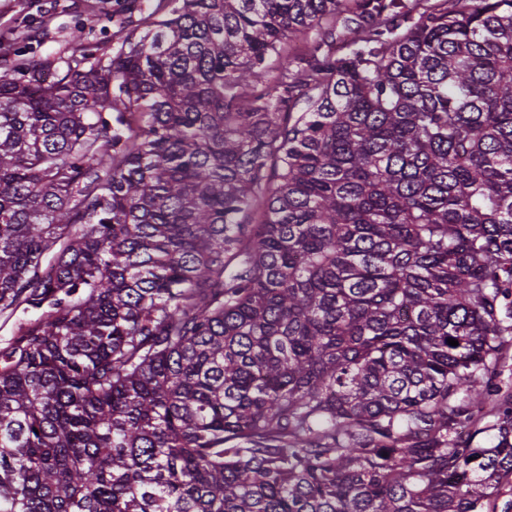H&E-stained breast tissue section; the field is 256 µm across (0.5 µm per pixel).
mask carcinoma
I'll list each match as a JSON object with an SVG mask.
<instances>
[{
	"label": "carcinoma",
	"instance_id": "carcinoma-1",
	"mask_svg": "<svg viewBox=\"0 0 512 512\" xmlns=\"http://www.w3.org/2000/svg\"><path fill=\"white\" fill-rule=\"evenodd\" d=\"M174 2L0 76V512H496L512 0Z\"/></svg>",
	"mask_w": 512,
	"mask_h": 512
}]
</instances>
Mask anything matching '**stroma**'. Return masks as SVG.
I'll return each instance as SVG.
<instances>
[{"label": "stroma", "mask_w": 512, "mask_h": 512, "mask_svg": "<svg viewBox=\"0 0 512 512\" xmlns=\"http://www.w3.org/2000/svg\"><path fill=\"white\" fill-rule=\"evenodd\" d=\"M125 0H0V43L34 63L71 55L85 26L90 44L103 52L119 47Z\"/></svg>", "instance_id": "stroma-1"}]
</instances>
